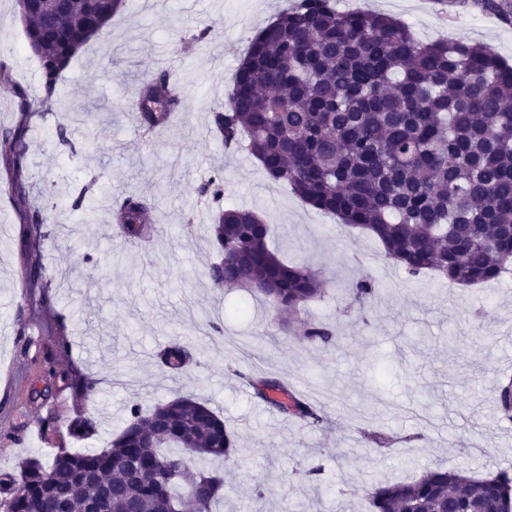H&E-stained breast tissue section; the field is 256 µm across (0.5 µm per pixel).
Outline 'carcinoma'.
Returning <instances> with one entry per match:
<instances>
[{"instance_id":"1","label":"carcinoma","mask_w":512,"mask_h":512,"mask_svg":"<svg viewBox=\"0 0 512 512\" xmlns=\"http://www.w3.org/2000/svg\"><path fill=\"white\" fill-rule=\"evenodd\" d=\"M16 0L28 47L37 58L42 101L52 106L62 73L93 37L103 36L126 0ZM183 104L162 71L138 91L147 130L168 125ZM211 128L228 149L257 159L275 182L305 203L337 216L381 245L410 279L432 273L473 286L499 279L512 264V66L479 45L417 41L399 20L340 12L333 0H298L259 30L235 72L224 109ZM76 156L85 144L55 126ZM27 127L0 129V159L12 169L14 201L23 208L28 241L38 252L62 212L82 208L86 190L51 209L30 200L21 172ZM224 171L199 187L216 205L207 242L217 253L205 276L214 288L248 281L277 284L263 295L278 315H297L321 294V275L288 265L269 248L272 225L257 212L226 208ZM151 203L131 193L113 220L130 243L146 237ZM302 340L327 346L333 333L310 323ZM194 345L172 342L159 362L180 370ZM260 400L308 426L325 417L289 396L268 376L241 375ZM78 411L66 425L77 440L99 427L97 380L71 369L60 375ZM237 438L224 419L192 396L144 410L130 407L123 428L97 449H61L47 464L25 459L0 478V512H213L224 499V472L207 462L232 461ZM367 512H512V468L472 476L436 468L411 481L365 484Z\"/></svg>"}]
</instances>
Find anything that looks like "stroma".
I'll list each match as a JSON object with an SVG mask.
<instances>
[{
	"instance_id": "35a3bbf8",
	"label": "stroma",
	"mask_w": 512,
	"mask_h": 512,
	"mask_svg": "<svg viewBox=\"0 0 512 512\" xmlns=\"http://www.w3.org/2000/svg\"><path fill=\"white\" fill-rule=\"evenodd\" d=\"M499 10L482 0H336L405 22L414 38L479 43L512 64V0ZM293 0H127L107 40L91 41L64 71L53 114L25 117L18 90L41 96L39 63L27 47L15 0H0V128L28 121L23 173L44 206L95 190L84 210L65 212L40 248L43 287L24 286L30 260L23 219L10 198L12 174L0 166V473L27 457L50 462L74 448L65 429L77 404L53 377L78 368L99 381L101 448L117 434L129 405L148 407L179 395L207 400L234 430L242 450L227 479L223 512H366L357 488L421 475L442 465L482 475L512 467V422L499 413L500 382L512 371V285L463 287L431 276L409 280L382 247L335 216L302 202L252 157L230 154L211 133L208 115L223 107L257 30ZM213 35L198 40L203 25ZM169 71L184 105L169 130L147 132L129 103L142 83ZM102 126L98 145L71 156L54 141L56 123L83 141L87 116ZM223 168L228 207H246L276 227L284 259L321 272L323 298L300 318L336 330L320 348L281 330L275 312L247 288L213 289L204 276L216 259L204 241L210 202L199 187ZM138 193L156 208L157 230L132 244L111 209ZM97 263L80 265L84 253ZM375 280V295L355 301L351 285ZM220 322L223 334L198 330ZM71 348L57 355L54 333ZM198 352L175 372L156 353L178 339ZM288 380L331 419L329 430L303 425L256 399L240 373ZM51 387L48 399L38 398ZM58 430L47 434L45 422ZM388 438L378 450L367 435ZM417 434V441L404 437ZM322 467L317 478L308 472ZM279 495L257 499L262 480Z\"/></svg>"
}]
</instances>
